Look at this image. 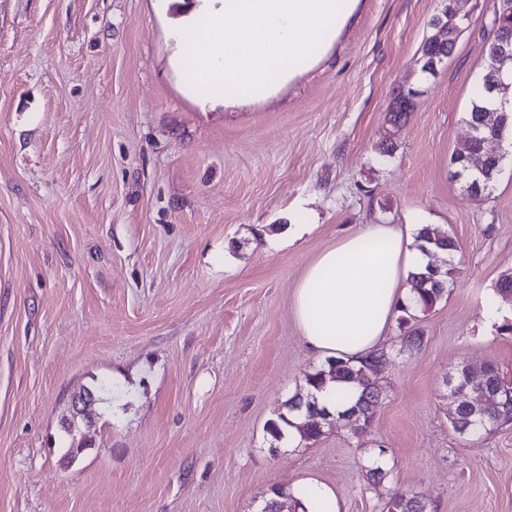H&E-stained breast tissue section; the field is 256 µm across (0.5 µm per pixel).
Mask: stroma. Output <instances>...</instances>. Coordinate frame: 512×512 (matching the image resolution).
<instances>
[{"label":"stroma","mask_w":512,"mask_h":512,"mask_svg":"<svg viewBox=\"0 0 512 512\" xmlns=\"http://www.w3.org/2000/svg\"><path fill=\"white\" fill-rule=\"evenodd\" d=\"M495 6L471 0L428 76L438 0H360L275 94L203 109L174 62L185 0H0V512H260L306 477L341 512H381L393 488L430 512H512V423L460 436L444 383L465 363L512 379V335L481 318L512 272V156L480 199L450 176ZM378 223L450 233L453 281L410 322L421 349L400 353L390 325L369 435L333 421L284 448L266 425L321 366L293 292L320 252ZM105 383L94 445L66 465L70 398Z\"/></svg>","instance_id":"stroma-1"}]
</instances>
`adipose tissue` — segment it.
<instances>
[{"label":"adipose tissue","mask_w":512,"mask_h":512,"mask_svg":"<svg viewBox=\"0 0 512 512\" xmlns=\"http://www.w3.org/2000/svg\"><path fill=\"white\" fill-rule=\"evenodd\" d=\"M418 230L415 224H366L307 266L293 293V313L320 361H355L377 346L398 306L412 298L410 274L431 261L417 245ZM291 493L304 512H341L336 491L317 480H300Z\"/></svg>","instance_id":"adipose-tissue-1"}]
</instances>
